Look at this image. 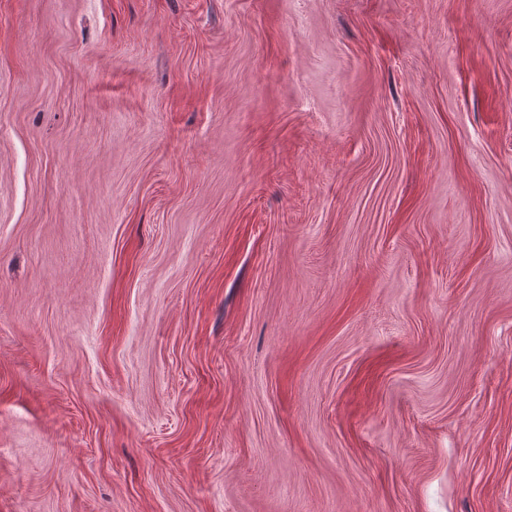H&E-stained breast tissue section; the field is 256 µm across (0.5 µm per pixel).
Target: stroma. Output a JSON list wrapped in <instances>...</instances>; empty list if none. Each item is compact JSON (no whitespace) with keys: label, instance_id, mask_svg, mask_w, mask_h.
I'll return each instance as SVG.
<instances>
[{"label":"stroma","instance_id":"stroma-1","mask_svg":"<svg viewBox=\"0 0 512 512\" xmlns=\"http://www.w3.org/2000/svg\"><path fill=\"white\" fill-rule=\"evenodd\" d=\"M0 512H512V0H0Z\"/></svg>","mask_w":512,"mask_h":512}]
</instances>
